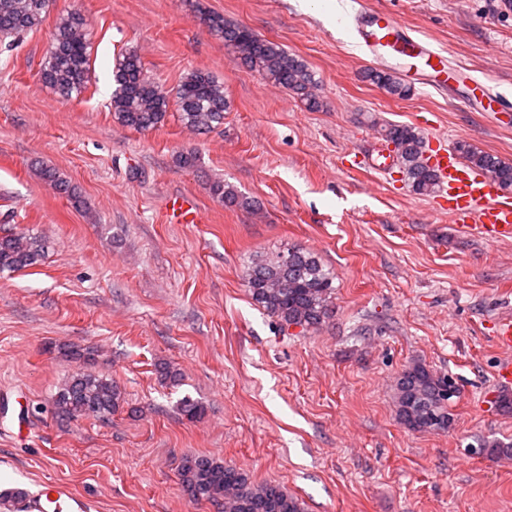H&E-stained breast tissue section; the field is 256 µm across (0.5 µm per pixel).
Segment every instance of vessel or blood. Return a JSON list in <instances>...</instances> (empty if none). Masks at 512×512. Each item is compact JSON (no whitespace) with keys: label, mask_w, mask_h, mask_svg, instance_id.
Listing matches in <instances>:
<instances>
[{"label":"vessel or blood","mask_w":512,"mask_h":512,"mask_svg":"<svg viewBox=\"0 0 512 512\" xmlns=\"http://www.w3.org/2000/svg\"><path fill=\"white\" fill-rule=\"evenodd\" d=\"M355 37L365 55L381 66L390 58L411 61L416 75L425 85L437 88H463L465 102L481 112H507L505 103L493 88L469 69L450 63L447 56L428 40L411 34L390 13L373 9L359 10L353 20ZM446 189L448 217L460 229L472 230L484 241L494 244L512 240V197L503 195L490 177L463 163L448 151L439 149L429 157ZM170 222L196 224L202 216L188 197H170L167 206ZM17 512H89L87 501L64 484L41 482L37 491L26 493L16 505Z\"/></svg>","instance_id":"b4317fda"}]
</instances>
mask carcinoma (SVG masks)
Returning a JSON list of instances; mask_svg holds the SVG:
<instances>
[{"instance_id":"1","label":"carcinoma","mask_w":512,"mask_h":512,"mask_svg":"<svg viewBox=\"0 0 512 512\" xmlns=\"http://www.w3.org/2000/svg\"><path fill=\"white\" fill-rule=\"evenodd\" d=\"M50 0H0V41L30 32L43 22ZM208 28L231 43L237 58L273 84L300 97L316 110L321 107L311 89L315 79L308 66L289 55L275 42L262 39L245 27L232 26L219 14L204 17ZM86 20L69 11L56 23L52 44L41 68V81L63 100L76 99L90 83V41ZM116 88L108 109L122 125L146 131L161 124L170 108L181 122L199 133H208L224 121L229 108L224 84L207 71L193 70L175 89L174 96L146 72L140 57L129 52L115 64ZM372 83L398 98L411 89L390 71H373ZM381 138L393 147L394 161L403 180L418 195L440 190V177L426 159V141L408 125L371 120ZM454 151L471 167L494 177L502 189L512 188V163L467 140L454 144ZM40 175L58 193L75 198L68 180L51 166ZM212 194L226 205L250 208L253 203L222 181ZM48 248L45 239L33 233L0 235V273L15 272L37 264ZM334 272L314 252L290 245L280 253L260 256L246 272L252 300L282 328L299 327L307 332L320 326L333 309L336 295ZM456 386L451 377L432 373L422 364L405 369L397 381V403L401 421L417 431L446 430L452 423L449 410ZM118 384L98 373L76 371L57 388L53 398L56 416L71 420L94 418L107 421L120 406ZM178 474L190 501L221 502L224 512H303L301 502L285 488L273 483L256 484L239 469L205 456L182 458Z\"/></svg>"}]
</instances>
